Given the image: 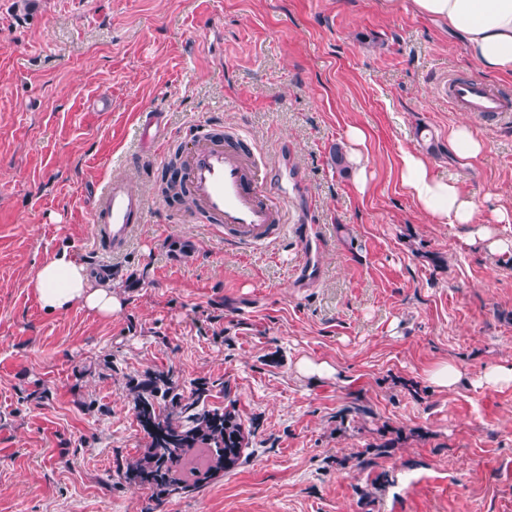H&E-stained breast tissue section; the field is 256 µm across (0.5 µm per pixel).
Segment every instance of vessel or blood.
I'll use <instances>...</instances> for the list:
<instances>
[{"label": "vessel or blood", "mask_w": 512, "mask_h": 512, "mask_svg": "<svg viewBox=\"0 0 512 512\" xmlns=\"http://www.w3.org/2000/svg\"><path fill=\"white\" fill-rule=\"evenodd\" d=\"M442 94L457 112H480L495 117L512 112V101L476 79L451 78ZM186 180L195 207L213 224L224 227V240L262 247L275 240L288 222L286 193L279 172L269 165L243 131H224L202 124L186 143ZM145 199L127 180L114 176L101 188L92 210V222L103 241L119 251L135 225L143 223ZM315 225H305L300 235L298 277L314 283L321 269L313 257Z\"/></svg>", "instance_id": "1"}]
</instances>
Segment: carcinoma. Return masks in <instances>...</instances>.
<instances>
[{"instance_id":"cac0c4a2","label":"carcinoma","mask_w":512,"mask_h":512,"mask_svg":"<svg viewBox=\"0 0 512 512\" xmlns=\"http://www.w3.org/2000/svg\"><path fill=\"white\" fill-rule=\"evenodd\" d=\"M161 184L166 196L186 202V189L168 175H162ZM131 394L147 444L138 458L127 463L124 478L147 485L159 495L186 488L183 473L193 476L198 472L188 467L190 449L206 450V479L210 472H225L238 465L255 431L252 426L244 429L234 404L211 405L209 389L203 384L185 395L170 377L156 373L131 387Z\"/></svg>"}]
</instances>
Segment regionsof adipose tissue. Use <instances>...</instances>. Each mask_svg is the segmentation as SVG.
Here are the masks:
<instances>
[{"label": "adipose tissue", "instance_id": "adipose-tissue-1", "mask_svg": "<svg viewBox=\"0 0 512 512\" xmlns=\"http://www.w3.org/2000/svg\"><path fill=\"white\" fill-rule=\"evenodd\" d=\"M411 4L417 14L442 21L458 34L466 56L482 74L512 77V0H411ZM400 177L429 219L470 225L469 244L494 254H512V238L496 230L497 225L512 224V209L495 210L491 224L478 223L474 194L455 181L435 176L428 161L411 151L401 156ZM32 286L49 314L79 309L108 318L124 305L111 278L94 273L87 260L66 247L40 265Z\"/></svg>", "mask_w": 512, "mask_h": 512}]
</instances>
